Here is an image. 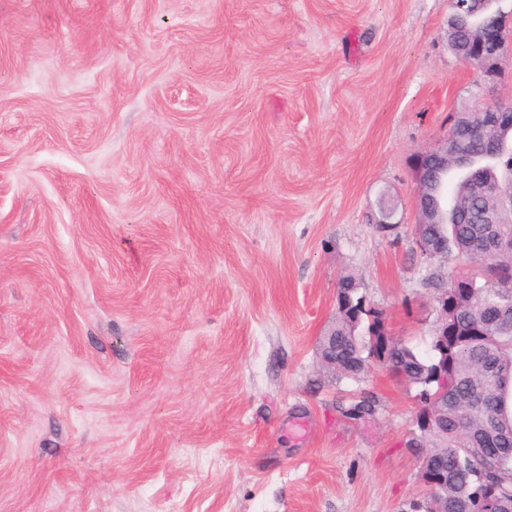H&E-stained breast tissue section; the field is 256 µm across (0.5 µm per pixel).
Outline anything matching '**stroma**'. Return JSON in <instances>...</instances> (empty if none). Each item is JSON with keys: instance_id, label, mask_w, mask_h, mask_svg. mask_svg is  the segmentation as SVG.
<instances>
[{"instance_id": "obj_1", "label": "stroma", "mask_w": 512, "mask_h": 512, "mask_svg": "<svg viewBox=\"0 0 512 512\" xmlns=\"http://www.w3.org/2000/svg\"><path fill=\"white\" fill-rule=\"evenodd\" d=\"M449 0H0V512H409L416 388L319 362L354 275L429 354ZM399 227L383 235L381 200ZM376 396L373 418L344 407Z\"/></svg>"}]
</instances>
